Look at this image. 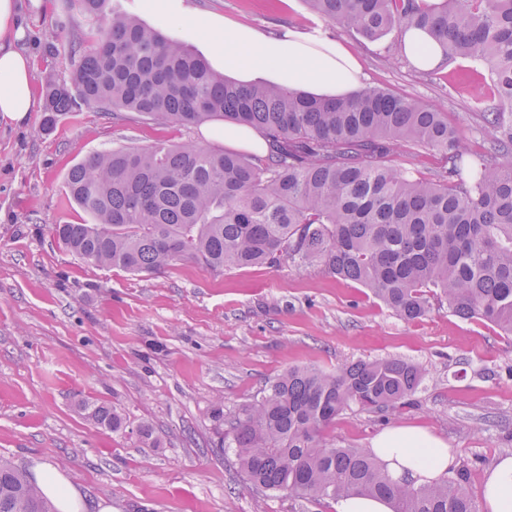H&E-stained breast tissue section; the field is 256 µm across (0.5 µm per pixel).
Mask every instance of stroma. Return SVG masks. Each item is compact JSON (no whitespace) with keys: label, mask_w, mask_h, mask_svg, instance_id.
Wrapping results in <instances>:
<instances>
[{"label":"stroma","mask_w":512,"mask_h":512,"mask_svg":"<svg viewBox=\"0 0 512 512\" xmlns=\"http://www.w3.org/2000/svg\"><path fill=\"white\" fill-rule=\"evenodd\" d=\"M277 33H322L359 58L368 87L438 107L468 147L482 130L475 97L490 93L486 67L459 59L427 75L397 49L395 36L370 41L312 14L305 0H183ZM110 11L188 36L215 71L224 57L195 25L171 20L146 0H109ZM84 27L67 0L31 10L24 48L43 89L65 75L69 57L59 19ZM41 112L0 126V457L23 469L57 468L82 492L84 512L99 501L112 512H334L330 500L291 499L253 488L232 449L216 445V408L233 411L288 369L331 371L398 357L428 376L411 406L387 421L349 410L326 433L341 446L371 448L386 427L410 426L440 438L469 469L468 491L481 502L487 472L512 454V337L493 324L448 310L401 320L368 289L320 267L236 269L216 276L179 261L165 274H131L88 264L48 230L81 224L69 198L71 167L90 153L156 140L220 149L200 127H158L87 108L59 116L41 134ZM108 405L123 431L90 425L79 406ZM154 430L142 441L141 425Z\"/></svg>","instance_id":"1"}]
</instances>
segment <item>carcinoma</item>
Returning <instances> with one entry per match:
<instances>
[{
    "mask_svg": "<svg viewBox=\"0 0 512 512\" xmlns=\"http://www.w3.org/2000/svg\"><path fill=\"white\" fill-rule=\"evenodd\" d=\"M341 29L378 40L415 27L443 51L489 65L492 91L475 101L488 136L463 145L448 113L364 87L345 99L286 86H244L215 71L182 38L138 18L107 14V0H69L85 19L66 46L70 68L43 92L40 130L84 106L134 112L162 127L210 120L259 130L265 155L192 143L94 152L66 186L90 224L50 233L85 262L162 274L179 261L221 275L256 266H318L367 288L405 321L446 308L512 335V0H305ZM439 154L428 178L401 170L407 150ZM428 376L385 357L336 371L288 370L253 402L219 412V442L261 491L291 498L387 501L391 512H477L465 469L431 484L398 483L365 448L323 430L351 406L386 418L410 404ZM90 424L119 431L111 407L83 403ZM0 512H53L24 470L0 460Z\"/></svg>",
    "mask_w": 512,
    "mask_h": 512,
    "instance_id": "1",
    "label": "carcinoma"
}]
</instances>
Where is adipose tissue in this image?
I'll use <instances>...</instances> for the list:
<instances>
[{
  "instance_id": "adipose-tissue-1",
  "label": "adipose tissue",
  "mask_w": 512,
  "mask_h": 512,
  "mask_svg": "<svg viewBox=\"0 0 512 512\" xmlns=\"http://www.w3.org/2000/svg\"><path fill=\"white\" fill-rule=\"evenodd\" d=\"M168 11L180 20L194 21L214 36L216 48L224 53L225 73L239 83H255L265 74L273 83L317 97H344L362 86L357 58L338 41L293 31L270 37L226 19L192 16L179 5L169 6ZM25 35L18 0H0V122L6 124L27 123L36 109L34 64L17 48ZM372 451L393 480L407 479L418 485L437 480L455 465L443 441L413 427L383 432ZM32 471L37 487L57 512H81V491L58 470L38 463ZM482 512H512V454L504 455L489 471Z\"/></svg>"
}]
</instances>
